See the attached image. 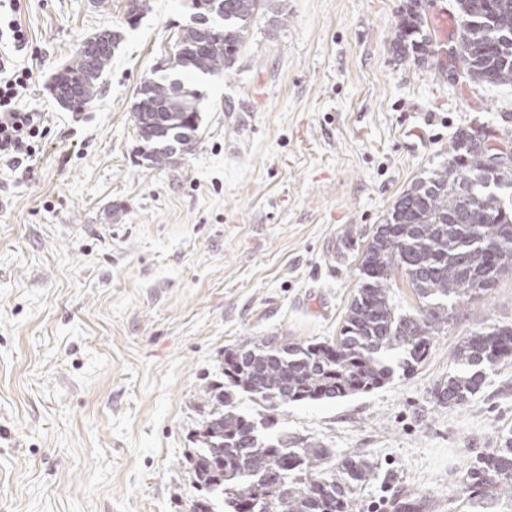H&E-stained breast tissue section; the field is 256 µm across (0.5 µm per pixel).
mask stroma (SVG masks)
Returning a JSON list of instances; mask_svg holds the SVG:
<instances>
[{
  "instance_id": "obj_1",
  "label": "stroma",
  "mask_w": 512,
  "mask_h": 512,
  "mask_svg": "<svg viewBox=\"0 0 512 512\" xmlns=\"http://www.w3.org/2000/svg\"><path fill=\"white\" fill-rule=\"evenodd\" d=\"M436 53L400 61L406 0H279L232 71L193 78L192 151L141 158L131 105L193 22L189 0H22L32 170L0 163V512H190L188 451L225 351L264 336L335 341L362 251L393 201L448 159L463 127L512 140V89L458 78L454 0H422ZM280 25H272L274 15ZM103 30L120 34L84 111L50 91ZM512 325V271L460 303L421 363L369 393L266 410V435L363 455L360 512H512L464 503L461 478L512 427V359L461 406L435 387L470 334Z\"/></svg>"
}]
</instances>
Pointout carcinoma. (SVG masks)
Listing matches in <instances>:
<instances>
[{
	"label": "carcinoma",
	"instance_id": "cac0c4a2",
	"mask_svg": "<svg viewBox=\"0 0 512 512\" xmlns=\"http://www.w3.org/2000/svg\"><path fill=\"white\" fill-rule=\"evenodd\" d=\"M270 0H219L207 14L213 48H196V28L188 27L177 48L185 61L173 71L215 75L233 68L251 22ZM458 32L448 48L461 76L478 86L512 87V0H455ZM219 19L222 24L211 23ZM419 0H409L392 34L396 56L426 63L433 55L422 34ZM114 51L77 53L58 70L52 89L62 105L80 111L97 95ZM134 112L164 113L153 135L138 130L155 165L197 140L200 96L179 78L151 79ZM512 164H489L476 131L461 130L448 143V161L427 180L405 189L385 222L366 243L362 280L336 342L293 343L262 337L224 357L225 382L216 385L198 430L199 447L188 467L201 492L192 512H216L222 497L233 512H352L355 494L371 475L359 455L341 461L315 443L276 441L232 406L236 388L268 405L341 399L368 393L392 380L390 356L419 362L435 336L448 332L459 302L483 295L512 260ZM406 277L422 300L413 314L398 312L391 289L394 274ZM458 370L436 389L440 402L462 405L483 387L487 374L512 358V325H498L466 337L455 354ZM470 504L490 501L512 489V427H504L496 447L482 453L463 480Z\"/></svg>",
	"mask_w": 512,
	"mask_h": 512
}]
</instances>
